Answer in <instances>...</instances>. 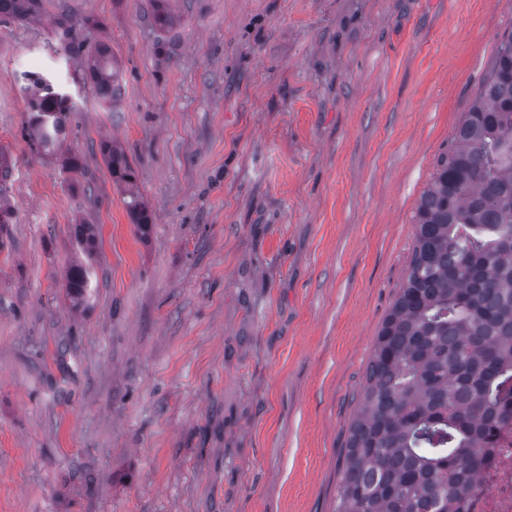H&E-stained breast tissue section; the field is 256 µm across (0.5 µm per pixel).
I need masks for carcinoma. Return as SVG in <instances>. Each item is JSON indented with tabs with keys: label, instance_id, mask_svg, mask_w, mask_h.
Returning <instances> with one entry per match:
<instances>
[{
	"label": "carcinoma",
	"instance_id": "cac0c4a2",
	"mask_svg": "<svg viewBox=\"0 0 512 512\" xmlns=\"http://www.w3.org/2000/svg\"><path fill=\"white\" fill-rule=\"evenodd\" d=\"M38 0H0V18L26 19ZM64 52L86 62L100 107L112 112L121 72L109 47L58 21ZM23 135L42 155L65 137L70 94L39 73L27 77ZM101 152L114 179L134 184L125 154ZM10 167L0 156V224L7 223ZM128 213L141 235L151 215L140 195ZM405 282L375 340L349 428L333 512H458L475 479L487 424L508 417L512 391V32L499 41L478 95L437 161L415 212ZM76 306L91 297L83 264L67 271Z\"/></svg>",
	"mask_w": 512,
	"mask_h": 512
}]
</instances>
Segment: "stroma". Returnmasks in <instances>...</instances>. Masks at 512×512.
<instances>
[{
	"mask_svg": "<svg viewBox=\"0 0 512 512\" xmlns=\"http://www.w3.org/2000/svg\"><path fill=\"white\" fill-rule=\"evenodd\" d=\"M64 16L111 48L118 111L58 53ZM511 31L512 0H40L0 21V512H331L416 203ZM28 72L78 96L58 155L23 136ZM101 152L114 179L119 183L133 186L135 175L125 154L109 141L102 142ZM128 198L127 207L131 221L133 224H136L141 235L145 236L148 232L149 224L152 223L149 210L137 192L131 191ZM67 293L76 306L83 305L91 297L90 274L83 264L74 263L67 271Z\"/></svg>",
	"mask_w": 512,
	"mask_h": 512,
	"instance_id": "obj_1",
	"label": "stroma"
}]
</instances>
